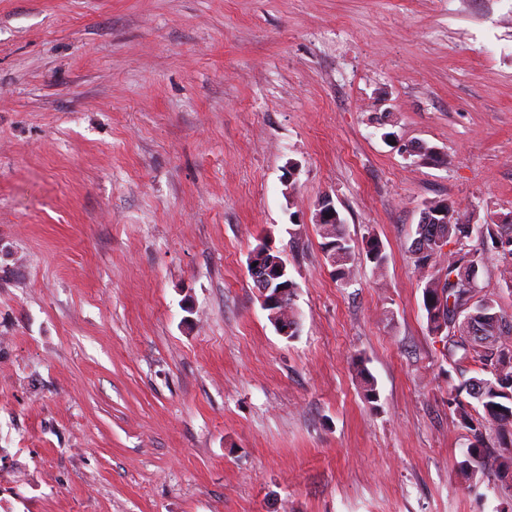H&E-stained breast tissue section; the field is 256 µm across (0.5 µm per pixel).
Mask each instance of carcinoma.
<instances>
[{
    "mask_svg": "<svg viewBox=\"0 0 512 512\" xmlns=\"http://www.w3.org/2000/svg\"><path fill=\"white\" fill-rule=\"evenodd\" d=\"M440 228L445 240H456L464 244L473 237L489 238L492 247L503 254L512 255V224H487L484 230L476 233L467 231L466 225L449 222L417 225L416 235L420 239L418 251L422 255L414 257L418 267H429L440 252L441 244L433 239V229ZM322 249L332 259L333 273L342 280L348 263L356 253L351 238L345 233L344 222L336 219L334 224L319 225ZM365 255L381 267L387 255L383 244L376 238L365 242ZM423 308L430 333L443 330L444 356L448 363L458 365L471 360L479 365L480 377L463 378L448 392V404L455 407L464 426L470 431L466 459L461 462L459 472L466 480L476 478L486 465V448L489 445L488 433L499 439L502 452L499 458L498 473L512 475V317L496 311L494 294L483 288H461L447 281L439 284L429 279L423 290ZM471 312H492L496 319L487 323L481 336L470 334L464 323ZM467 394L476 400L483 413L462 399Z\"/></svg>",
    "mask_w": 512,
    "mask_h": 512,
    "instance_id": "obj_1",
    "label": "carcinoma"
}]
</instances>
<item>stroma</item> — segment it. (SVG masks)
Instances as JSON below:
<instances>
[{"label": "stroma", "instance_id": "35a3bbf8", "mask_svg": "<svg viewBox=\"0 0 512 512\" xmlns=\"http://www.w3.org/2000/svg\"><path fill=\"white\" fill-rule=\"evenodd\" d=\"M512 0H0V512H503L411 245L512 216ZM295 175H288V167ZM354 244L336 280L315 222ZM269 242L297 336L247 266ZM512 258L478 283L512 315ZM378 393L366 401L358 366Z\"/></svg>", "mask_w": 512, "mask_h": 512}]
</instances>
